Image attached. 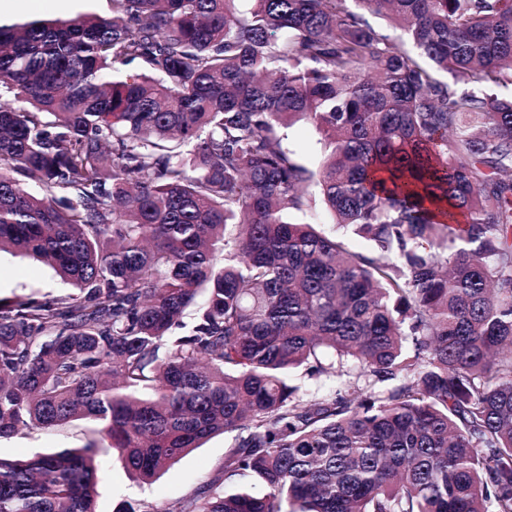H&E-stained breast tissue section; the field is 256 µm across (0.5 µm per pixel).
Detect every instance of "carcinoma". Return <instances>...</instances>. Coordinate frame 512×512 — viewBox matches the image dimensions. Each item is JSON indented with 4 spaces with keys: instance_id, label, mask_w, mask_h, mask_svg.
Segmentation results:
<instances>
[{
    "instance_id": "carcinoma-1",
    "label": "carcinoma",
    "mask_w": 512,
    "mask_h": 512,
    "mask_svg": "<svg viewBox=\"0 0 512 512\" xmlns=\"http://www.w3.org/2000/svg\"><path fill=\"white\" fill-rule=\"evenodd\" d=\"M509 84L512 0L0 23V252L78 291L0 299V439L93 425L0 458V512H95L100 455L148 483L218 434L164 512H512ZM319 202L372 249L291 218ZM322 134L307 119L297 122L289 130L288 145L305 165L317 168L321 158ZM92 427L89 423L76 421L48 430L25 431L8 439H0V456L16 459L36 452L80 447Z\"/></svg>"
}]
</instances>
